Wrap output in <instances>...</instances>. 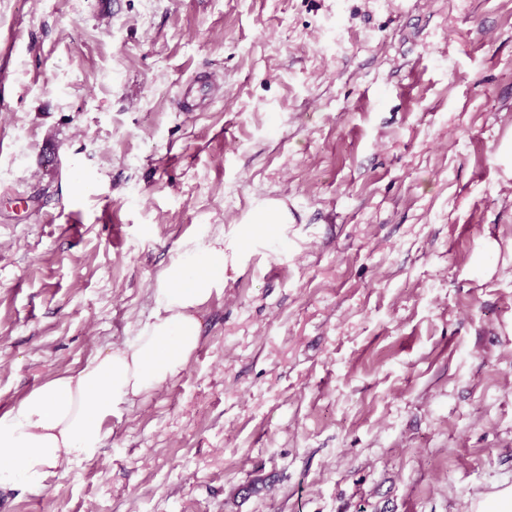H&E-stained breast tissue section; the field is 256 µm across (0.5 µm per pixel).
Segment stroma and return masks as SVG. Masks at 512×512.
I'll return each mask as SVG.
<instances>
[{
    "label": "stroma",
    "instance_id": "stroma-1",
    "mask_svg": "<svg viewBox=\"0 0 512 512\" xmlns=\"http://www.w3.org/2000/svg\"><path fill=\"white\" fill-rule=\"evenodd\" d=\"M271 200L284 238L201 306L180 374L6 512L512 489V0H0V414L124 346L184 240ZM211 101L209 84L197 82L183 87L178 95V106L183 112H193Z\"/></svg>",
    "mask_w": 512,
    "mask_h": 512
}]
</instances>
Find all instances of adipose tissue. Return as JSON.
Wrapping results in <instances>:
<instances>
[{"mask_svg":"<svg viewBox=\"0 0 512 512\" xmlns=\"http://www.w3.org/2000/svg\"><path fill=\"white\" fill-rule=\"evenodd\" d=\"M280 204L260 207L249 227L187 240L153 291L154 313L133 340L82 368L32 389L0 415V485L46 486L64 463L93 459L111 433L114 408L177 376L200 341L199 308L224 287L228 267L242 265L251 244L279 235Z\"/></svg>","mask_w":512,"mask_h":512,"instance_id":"1","label":"adipose tissue"}]
</instances>
